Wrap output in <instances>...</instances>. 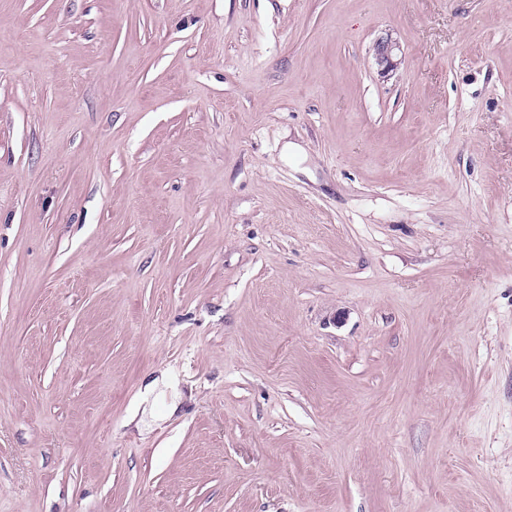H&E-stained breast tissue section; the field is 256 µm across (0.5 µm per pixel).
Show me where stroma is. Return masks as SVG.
<instances>
[{"label":"stroma","mask_w":512,"mask_h":512,"mask_svg":"<svg viewBox=\"0 0 512 512\" xmlns=\"http://www.w3.org/2000/svg\"><path fill=\"white\" fill-rule=\"evenodd\" d=\"M0 512H512V0H0ZM374 59L378 73L383 77L398 69L402 63L401 46L392 33L379 37L374 44ZM152 373L144 379L140 390L141 404L148 402L152 398L154 403L158 398H166L168 390L171 394V402L168 404V415L174 414L178 409L179 393L177 391V381L174 375L168 370H161Z\"/></svg>","instance_id":"1"}]
</instances>
